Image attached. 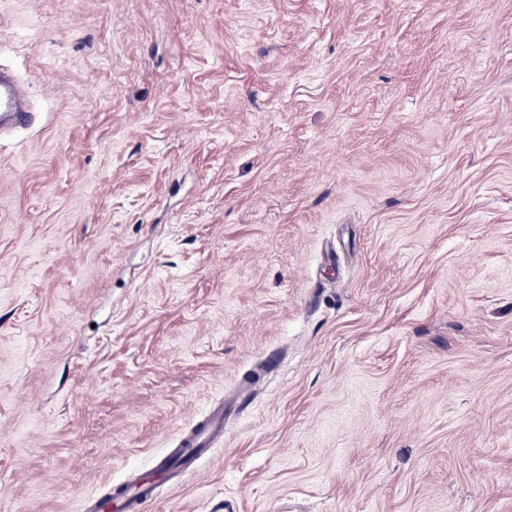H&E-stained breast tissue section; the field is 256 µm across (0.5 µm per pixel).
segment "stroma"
<instances>
[{
  "label": "stroma",
  "mask_w": 512,
  "mask_h": 512,
  "mask_svg": "<svg viewBox=\"0 0 512 512\" xmlns=\"http://www.w3.org/2000/svg\"><path fill=\"white\" fill-rule=\"evenodd\" d=\"M0 512H512V0H0ZM26 87L13 75L0 71V137L30 124ZM221 436H224V405L211 409L202 420L193 423L181 438L175 457L167 460L165 467L184 479L191 478L199 472V460ZM124 487L122 495L100 501L92 512H142L154 499L158 485L146 477L134 475L127 479Z\"/></svg>",
  "instance_id": "1"
}]
</instances>
